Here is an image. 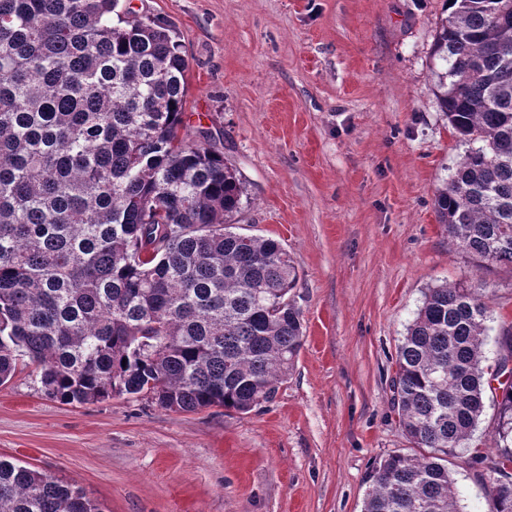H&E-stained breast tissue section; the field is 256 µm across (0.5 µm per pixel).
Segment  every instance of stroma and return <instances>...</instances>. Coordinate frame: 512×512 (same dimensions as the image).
I'll list each match as a JSON object with an SVG mask.
<instances>
[{"label": "stroma", "mask_w": 512, "mask_h": 512, "mask_svg": "<svg viewBox=\"0 0 512 512\" xmlns=\"http://www.w3.org/2000/svg\"><path fill=\"white\" fill-rule=\"evenodd\" d=\"M177 29L185 120L242 174L243 233L293 259L304 339L275 401L239 414L147 395L64 404L35 366L0 385V456L55 474L102 512H361L374 464L409 452L391 410L397 346L426 289L485 286L484 363L512 322V268L451 250L435 191L467 150L430 73L443 0H131ZM495 401L452 458L464 512H489Z\"/></svg>", "instance_id": "stroma-1"}]
</instances>
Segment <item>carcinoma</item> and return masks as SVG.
Listing matches in <instances>:
<instances>
[{
  "label": "carcinoma",
  "mask_w": 512,
  "mask_h": 512,
  "mask_svg": "<svg viewBox=\"0 0 512 512\" xmlns=\"http://www.w3.org/2000/svg\"><path fill=\"white\" fill-rule=\"evenodd\" d=\"M436 98L472 144L434 209L482 275L512 267V0H445ZM173 25L120 0H0V384L40 370L65 404L148 394L166 410L273 402L303 343L297 269L245 235L247 197L185 122ZM488 297L441 285L396 349L392 410L419 452L371 471L362 512H460L448 458L485 411ZM490 512H512V379L500 383ZM0 512H101L0 457Z\"/></svg>",
  "instance_id": "1"
}]
</instances>
